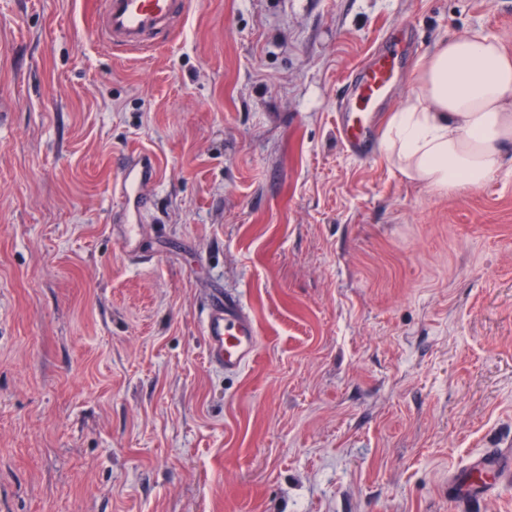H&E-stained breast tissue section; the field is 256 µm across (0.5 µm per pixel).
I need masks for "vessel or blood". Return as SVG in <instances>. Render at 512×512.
Wrapping results in <instances>:
<instances>
[{"label":"vessel or blood","instance_id":"1","mask_svg":"<svg viewBox=\"0 0 512 512\" xmlns=\"http://www.w3.org/2000/svg\"><path fill=\"white\" fill-rule=\"evenodd\" d=\"M93 26L96 39L106 47L147 53L175 28L187 11L188 0H97ZM401 59L398 45H390L358 66L349 77L350 93L336 113L337 138L351 156L367 158L374 130L370 114L389 96ZM159 183L155 162L146 156H129L119 165L113 192L119 200L124 225L122 244L133 249L143 228ZM203 336L212 366L234 375L251 366L259 346V331L244 302L237 297L216 296L209 304ZM485 474L483 483L458 486L460 500L487 496L512 484V448H490L471 462Z\"/></svg>","mask_w":512,"mask_h":512}]
</instances>
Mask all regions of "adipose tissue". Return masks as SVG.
Wrapping results in <instances>:
<instances>
[{
    "label": "adipose tissue",
    "mask_w": 512,
    "mask_h": 512,
    "mask_svg": "<svg viewBox=\"0 0 512 512\" xmlns=\"http://www.w3.org/2000/svg\"><path fill=\"white\" fill-rule=\"evenodd\" d=\"M512 144V56L482 30L441 40L392 112L381 150L409 180L438 191L479 187Z\"/></svg>",
    "instance_id": "1"
}]
</instances>
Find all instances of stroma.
I'll list each match as a JSON object with an SVG mask.
<instances>
[{
    "mask_svg": "<svg viewBox=\"0 0 512 512\" xmlns=\"http://www.w3.org/2000/svg\"><path fill=\"white\" fill-rule=\"evenodd\" d=\"M95 9L0 0V512H458L449 471L512 439V147L440 192L348 155L336 109L392 38L380 129L440 39L512 55V0H189L144 55ZM218 293L260 332L236 375ZM159 183L155 162L146 156L136 159L133 155L124 158L119 165V175L113 183L114 195L119 200V218L124 224L122 244L129 251L143 229V220L148 214ZM259 335L240 298L218 295L210 302L203 336L212 366L227 375L244 371L255 361Z\"/></svg>",
    "mask_w": 512,
    "mask_h": 512,
    "instance_id": "35a3bbf8",
    "label": "stroma"
}]
</instances>
